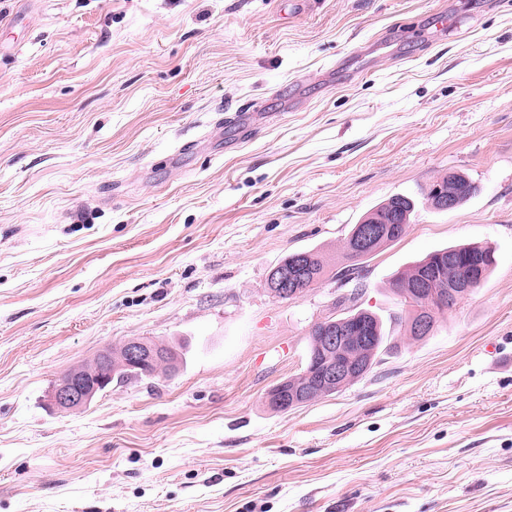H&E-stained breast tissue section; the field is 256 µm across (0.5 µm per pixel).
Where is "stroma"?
Listing matches in <instances>:
<instances>
[{
    "label": "stroma",
    "instance_id": "stroma-1",
    "mask_svg": "<svg viewBox=\"0 0 512 512\" xmlns=\"http://www.w3.org/2000/svg\"><path fill=\"white\" fill-rule=\"evenodd\" d=\"M450 172L478 192L435 211ZM394 195L359 279L270 294ZM468 242L489 279L405 336L395 275ZM352 293L371 371L270 410ZM142 337L174 372L48 404ZM0 512H512V0H0ZM451 173H448L444 176H441L439 179L435 181V183L432 185V187L429 188V191L426 194V199L428 204L435 210L438 211H447L445 209H441L436 207L433 204L432 197L430 195L432 188L435 185H443L448 188V190H454L457 189L458 185H462L465 182H468V189L466 193L461 196L460 201L458 205L456 206V199L454 196L449 195L447 191L443 190L440 186L434 187L432 191V196L434 199V202L442 208H448V210L457 209L458 207L462 206L464 203H466L469 199H471L477 192L478 187L475 185V183L469 178H467L465 175L460 173H452L453 175H450ZM456 206V207H455ZM292 254L288 255L281 262H285L288 259V257L291 256ZM305 258L306 256L304 254L294 255L293 257L288 259V265L280 263L273 269L272 272L277 274L279 289L275 292L273 291V284L275 281L272 278L271 274L269 276L268 286L269 290L271 292L273 291L274 296H276L279 299H281L280 297H288V283L289 281L292 280L294 272H296L299 269L305 268Z\"/></svg>",
    "mask_w": 512,
    "mask_h": 512
}]
</instances>
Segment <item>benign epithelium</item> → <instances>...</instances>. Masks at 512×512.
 I'll return each instance as SVG.
<instances>
[{
	"label": "benign epithelium",
	"instance_id": "benign-epithelium-1",
	"mask_svg": "<svg viewBox=\"0 0 512 512\" xmlns=\"http://www.w3.org/2000/svg\"><path fill=\"white\" fill-rule=\"evenodd\" d=\"M406 225L398 224L390 218L365 222L355 226L347 240V252L356 255L373 249L380 241L405 233ZM486 264V256L473 254L467 264V273L452 277L442 291L439 307L453 308L460 300L471 294L481 282V272ZM305 267V255L298 254L288 259V264L280 263L273 272L277 274L279 289L276 297L288 296V283L294 272ZM433 272L424 271L414 281V292L422 305L414 306L412 327L418 336H429L435 326V307L430 304L427 287ZM322 346L318 359L317 375H306L301 381H283L267 394V403L277 412L302 405L316 389L326 387L333 392L347 384L361 379L366 366L361 354L373 345V336L353 316L332 317L323 320ZM171 358L168 346L152 340L133 338L118 347H106L94 361L64 373L54 385L49 401L60 411L80 410L91 403L105 390L115 377L117 370L124 369L129 375L146 374L154 364Z\"/></svg>",
	"mask_w": 512,
	"mask_h": 512
}]
</instances>
